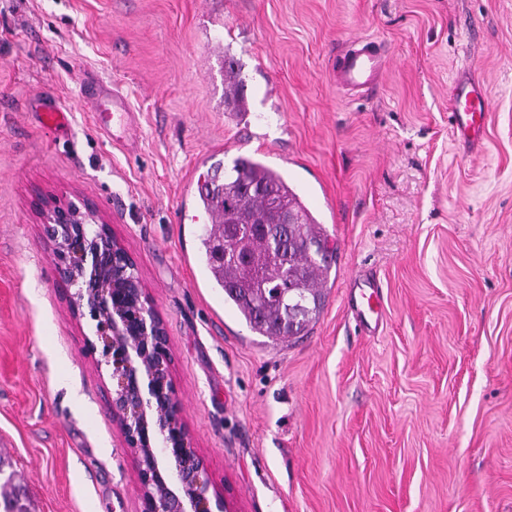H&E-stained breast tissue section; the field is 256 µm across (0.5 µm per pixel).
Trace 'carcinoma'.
<instances>
[{
	"label": "carcinoma",
	"instance_id": "obj_1",
	"mask_svg": "<svg viewBox=\"0 0 512 512\" xmlns=\"http://www.w3.org/2000/svg\"><path fill=\"white\" fill-rule=\"evenodd\" d=\"M224 72V103L238 112L241 98L233 82V59L224 58ZM273 203L295 220L290 225L292 252L286 263L276 245L251 222ZM197 205L218 223L200 235L199 259L223 289L224 301L237 308L254 332L275 339L292 337L319 319L324 306L322 281L333 250L278 170L260 160L240 157L228 174L217 162L200 181ZM278 287L292 291L276 299L272 289Z\"/></svg>",
	"mask_w": 512,
	"mask_h": 512
}]
</instances>
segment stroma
<instances>
[{"label": "stroma", "mask_w": 512, "mask_h": 512, "mask_svg": "<svg viewBox=\"0 0 512 512\" xmlns=\"http://www.w3.org/2000/svg\"><path fill=\"white\" fill-rule=\"evenodd\" d=\"M358 38L390 63L350 97L336 53ZM465 73L491 101L472 151L448 128ZM85 74L126 96L136 148L95 132ZM47 98L68 133L39 126ZM240 156L336 249L307 335L255 333L198 259L196 183ZM47 195L95 203L136 260L236 512H512V0H0V473L27 512H142ZM359 272L382 285L372 332L347 305ZM225 87H224V103L233 106V112L241 111L240 90L234 79V60L232 58H224Z\"/></svg>", "instance_id": "stroma-1"}]
</instances>
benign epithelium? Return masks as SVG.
Listing matches in <instances>:
<instances>
[{"mask_svg":"<svg viewBox=\"0 0 512 512\" xmlns=\"http://www.w3.org/2000/svg\"><path fill=\"white\" fill-rule=\"evenodd\" d=\"M45 240L75 317L95 323L89 349L109 368L108 400L136 461L144 512H232L213 485L181 419L167 330L141 273L95 204L39 199ZM291 216L272 210L265 231L286 240Z\"/></svg>","mask_w":512,"mask_h":512,"instance_id":"obj_1","label":"benign epithelium"}]
</instances>
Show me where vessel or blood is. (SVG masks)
Segmentation results:
<instances>
[{"label":"vessel or blood","instance_id":"b4317fda","mask_svg":"<svg viewBox=\"0 0 512 512\" xmlns=\"http://www.w3.org/2000/svg\"><path fill=\"white\" fill-rule=\"evenodd\" d=\"M387 59L374 42L358 39L336 60V81L352 90L376 89L382 79ZM82 95L94 104V129L120 142L119 132L131 117L130 106L120 92L106 87L98 78L88 77L82 82ZM490 111V99L482 80L466 77L455 82L449 94L448 122L453 135L466 146L478 145L485 133ZM41 126L50 131L68 128V113L56 104L45 105L38 115ZM354 287L360 288L361 300L352 309L360 324L380 316V283L372 277L358 273L352 278Z\"/></svg>","mask_w":512,"mask_h":512}]
</instances>
